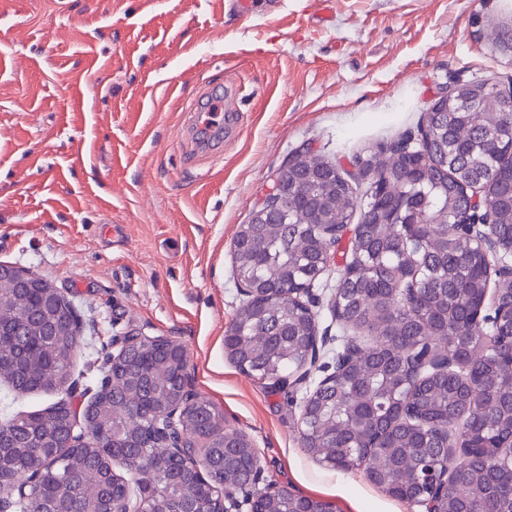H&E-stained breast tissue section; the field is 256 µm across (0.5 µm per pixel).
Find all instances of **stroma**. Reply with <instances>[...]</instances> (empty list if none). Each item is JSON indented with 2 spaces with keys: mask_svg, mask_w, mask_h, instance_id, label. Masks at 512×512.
<instances>
[{
  "mask_svg": "<svg viewBox=\"0 0 512 512\" xmlns=\"http://www.w3.org/2000/svg\"><path fill=\"white\" fill-rule=\"evenodd\" d=\"M0 0V262L81 316L80 383L136 329L180 341L190 388L253 441L267 483L337 512H420L364 470L315 461L299 388L265 387L224 352L242 304L233 241L294 151L348 164L416 131L449 82L512 81L474 24L499 0ZM234 89L240 133L201 109Z\"/></svg>",
  "mask_w": 512,
  "mask_h": 512,
  "instance_id": "35a3bbf8",
  "label": "stroma"
}]
</instances>
